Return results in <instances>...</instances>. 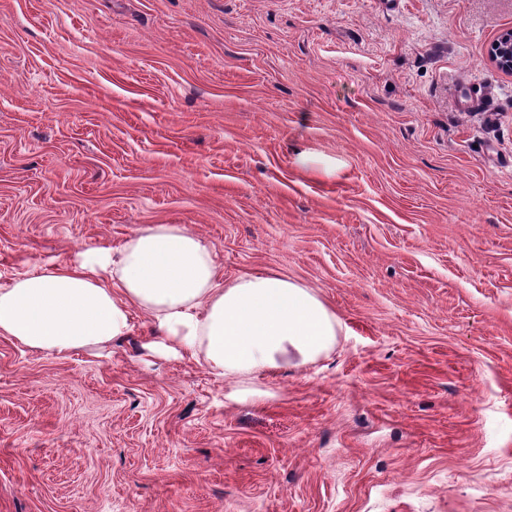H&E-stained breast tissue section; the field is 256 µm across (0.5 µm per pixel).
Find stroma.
<instances>
[{"mask_svg": "<svg viewBox=\"0 0 512 512\" xmlns=\"http://www.w3.org/2000/svg\"><path fill=\"white\" fill-rule=\"evenodd\" d=\"M510 29L512 0H0V286L181 224L342 326L248 378L150 352L141 312L0 336V512H512ZM490 56L500 69L512 72V30L503 32L492 43Z\"/></svg>", "mask_w": 512, "mask_h": 512, "instance_id": "obj_1", "label": "stroma"}]
</instances>
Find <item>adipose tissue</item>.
Wrapping results in <instances>:
<instances>
[{
	"mask_svg": "<svg viewBox=\"0 0 512 512\" xmlns=\"http://www.w3.org/2000/svg\"><path fill=\"white\" fill-rule=\"evenodd\" d=\"M136 310L226 376L307 365L341 330L314 289L276 273L223 283L212 244L180 224H146L120 249L91 247L1 286L0 336L66 354L125 335Z\"/></svg>",
	"mask_w": 512,
	"mask_h": 512,
	"instance_id": "1",
	"label": "adipose tissue"
}]
</instances>
